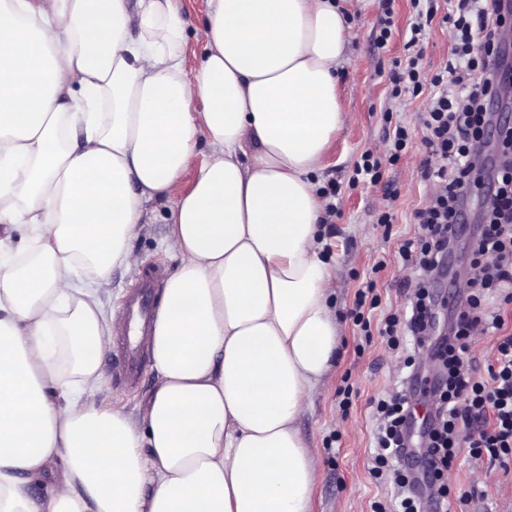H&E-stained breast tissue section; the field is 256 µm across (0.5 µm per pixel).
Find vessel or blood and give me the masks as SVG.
<instances>
[{"instance_id":"1","label":"vessel or blood","mask_w":512,"mask_h":512,"mask_svg":"<svg viewBox=\"0 0 512 512\" xmlns=\"http://www.w3.org/2000/svg\"><path fill=\"white\" fill-rule=\"evenodd\" d=\"M155 274L144 275L131 286L125 297L127 323L123 329L124 340L118 348V361L113 377L126 385L135 384L140 376L143 355L141 345L151 334L155 319Z\"/></svg>"}]
</instances>
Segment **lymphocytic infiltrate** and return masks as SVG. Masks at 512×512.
I'll return each instance as SVG.
<instances>
[{"label":"lymphocytic infiltrate","mask_w":512,"mask_h":512,"mask_svg":"<svg viewBox=\"0 0 512 512\" xmlns=\"http://www.w3.org/2000/svg\"><path fill=\"white\" fill-rule=\"evenodd\" d=\"M413 6L407 45L414 54L403 70L393 72L391 95H429L419 121L436 163L425 166L422 177L435 183L437 191L415 213L419 232L399 249L405 266L416 274L414 290L405 310L385 317L383 334L392 350L399 348L401 337H409L412 353L404 359L405 368H414L417 352L429 348L442 369L433 389L435 406L425 419V478L407 466L412 450L404 428L413 418L409 383L376 404L375 464L380 469L395 464L399 471L394 496L375 502L373 512H422L426 506L445 512L448 491L441 480L463 450L474 459L512 466V333H504L500 313L501 306L512 303V161L506 158H499L491 171L490 204L469 241L466 289L456 298V321L447 338L435 342L430 337L437 299L433 285L454 255L465 208L463 189L477 178L472 159L485 145L493 120L488 105L498 94L495 75L504 17L495 0H413ZM437 18L449 24L452 46L439 72L427 79L417 68L418 55ZM477 328L498 333L483 377L467 359ZM424 479L437 488L425 502L415 496Z\"/></svg>","instance_id":"obj_1"}]
</instances>
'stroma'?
Listing matches in <instances>:
<instances>
[{"label":"stroma","instance_id":"obj_1","mask_svg":"<svg viewBox=\"0 0 512 512\" xmlns=\"http://www.w3.org/2000/svg\"><path fill=\"white\" fill-rule=\"evenodd\" d=\"M187 23L183 45L186 69H194L202 54V44L194 35L207 14V0H177ZM353 38L343 65L338 97L345 115L342 130L331 142L317 177L323 194L333 197L337 214L327 226V253L336 268L331 308L340 326L339 356L323 385L313 392L298 419V427L310 445L317 469L312 490V512H371L373 502L393 490L373 475L374 399L394 390L403 375L398 354L388 349L378 336L365 339L351 316L359 288L373 285L379 304L372 313L380 319L403 307L410 294L411 273L398 257L403 240L413 237L419 226L414 218L425 204L428 187L420 176V163L427 157L425 132L416 122L423 97L391 99L389 75L396 62L409 52L405 32L414 18L412 0H351ZM391 13L393 26L385 47H378L377 24ZM409 127L411 142L397 161H390L386 135L393 124ZM382 156L378 184L350 186L354 164L365 151ZM394 191L396 200L387 201L385 191ZM392 208V223L380 224L376 214ZM169 207L150 204L132 248L138 257L133 267L113 268L110 282L100 291L105 310L122 311L123 295L140 273L158 271L168 278L179 262L168 247ZM385 255L387 265L374 270V260ZM112 351H105L100 371L105 393L114 406L133 419H140L146 397L159 380L153 367H146L140 384L133 389L112 377ZM448 512H512V472L498 465L472 460L460 454L445 478ZM478 498L460 505L459 496L470 487Z\"/></svg>","mask_w":512,"mask_h":512}]
</instances>
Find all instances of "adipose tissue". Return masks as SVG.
Wrapping results in <instances>:
<instances>
[{
    "instance_id": "1",
    "label": "adipose tissue",
    "mask_w": 512,
    "mask_h": 512,
    "mask_svg": "<svg viewBox=\"0 0 512 512\" xmlns=\"http://www.w3.org/2000/svg\"><path fill=\"white\" fill-rule=\"evenodd\" d=\"M185 32L176 0H0V512H311L347 0H208L191 72ZM163 200L180 262L136 424L95 401L123 325L97 290Z\"/></svg>"
}]
</instances>
